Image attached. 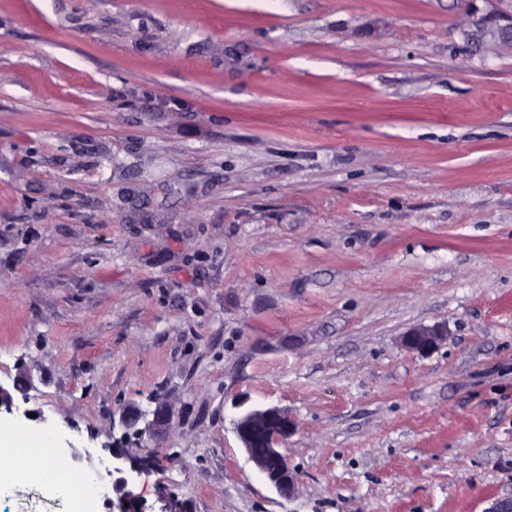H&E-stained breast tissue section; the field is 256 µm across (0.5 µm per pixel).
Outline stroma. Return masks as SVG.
I'll use <instances>...</instances> for the list:
<instances>
[{
    "instance_id": "stroma-1",
    "label": "stroma",
    "mask_w": 512,
    "mask_h": 512,
    "mask_svg": "<svg viewBox=\"0 0 512 512\" xmlns=\"http://www.w3.org/2000/svg\"><path fill=\"white\" fill-rule=\"evenodd\" d=\"M467 31L459 0H0V420L127 471L130 512L511 496L512 50ZM267 407L289 498L233 431ZM447 336L448 329L444 325L420 326L404 335L402 345L408 351L424 354L436 349ZM151 419L147 420V414L136 405H127L120 416V424L127 430H133L137 437L149 433L152 436H159L166 433L172 424V414L168 407L159 404L151 413ZM145 421L144 427H139Z\"/></svg>"
}]
</instances>
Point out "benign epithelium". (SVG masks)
Segmentation results:
<instances>
[{"label": "benign epithelium", "instance_id": "obj_1", "mask_svg": "<svg viewBox=\"0 0 512 512\" xmlns=\"http://www.w3.org/2000/svg\"><path fill=\"white\" fill-rule=\"evenodd\" d=\"M487 23L486 19L476 22V29L470 36L483 38L490 34L512 48V15L505 25L490 29ZM447 336L448 329L444 325L420 326L404 335L402 345L409 351L424 354L436 349ZM120 424L138 437L146 433L159 436L171 428L172 414L164 404L149 415L135 405H128L121 413ZM295 430L296 422L276 407L250 411L234 422V432L249 460L264 480L284 497L294 493L296 477L277 445Z\"/></svg>", "mask_w": 512, "mask_h": 512}]
</instances>
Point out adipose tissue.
Masks as SVG:
<instances>
[{"label": "adipose tissue", "instance_id": "1", "mask_svg": "<svg viewBox=\"0 0 512 512\" xmlns=\"http://www.w3.org/2000/svg\"><path fill=\"white\" fill-rule=\"evenodd\" d=\"M50 442L49 434L38 427L0 423V495L7 494L13 484L32 482L47 493L63 496L73 512H91L98 486L83 475L54 468L45 453Z\"/></svg>", "mask_w": 512, "mask_h": 512}]
</instances>
